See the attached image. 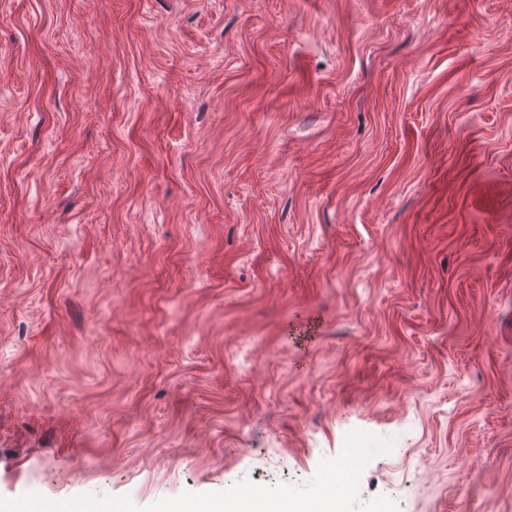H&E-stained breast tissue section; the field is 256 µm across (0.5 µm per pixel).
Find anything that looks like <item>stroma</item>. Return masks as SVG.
I'll list each match as a JSON object with an SVG mask.
<instances>
[{"label": "stroma", "instance_id": "obj_1", "mask_svg": "<svg viewBox=\"0 0 512 512\" xmlns=\"http://www.w3.org/2000/svg\"><path fill=\"white\" fill-rule=\"evenodd\" d=\"M512 512V0H0V497L304 485Z\"/></svg>", "mask_w": 512, "mask_h": 512}]
</instances>
